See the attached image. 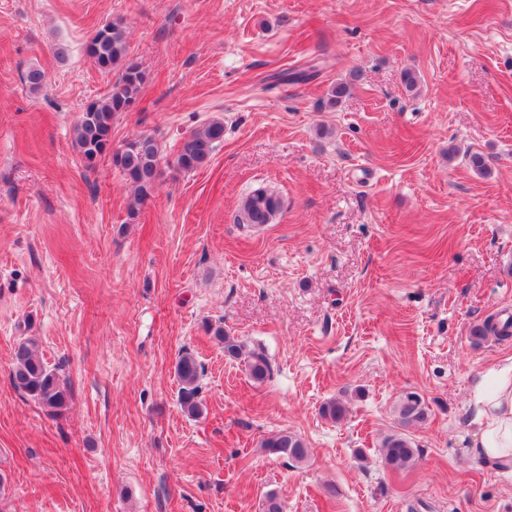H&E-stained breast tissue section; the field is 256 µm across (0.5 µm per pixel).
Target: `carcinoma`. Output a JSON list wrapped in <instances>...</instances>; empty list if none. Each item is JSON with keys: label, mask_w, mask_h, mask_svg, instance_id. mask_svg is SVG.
I'll return each instance as SVG.
<instances>
[{"label": "carcinoma", "mask_w": 512, "mask_h": 512, "mask_svg": "<svg viewBox=\"0 0 512 512\" xmlns=\"http://www.w3.org/2000/svg\"><path fill=\"white\" fill-rule=\"evenodd\" d=\"M91 64L101 72H117L112 89L103 98L92 101L82 112L74 128V144L85 168L93 169L103 159H109L112 167L121 173L133 188V199L128 205V217L133 220L152 196L158 180L163 175L160 145L151 134L138 135L122 145L112 147V125L122 113L129 112L140 97L147 75L141 65L129 54L125 27L120 21H112L99 27L86 46ZM224 138V123L215 120L184 139L179 147L174 168L185 173L194 172L206 164L214 149ZM282 209V200L274 192L258 188L242 201V223L261 226L272 223ZM222 343L224 354L230 358L243 356V346L237 338L224 331L222 326H208ZM477 340L490 335H512V318L497 320L488 318L472 330ZM245 357V356H243ZM250 377L262 382L270 373V364L264 354L252 351L245 357ZM203 373L201 364L189 351L183 352L175 365L179 385L178 399L183 410L190 416L201 412L199 383ZM10 379L14 388L37 400L53 415L66 410L70 393L67 383L57 369L51 368L38 351L37 341L28 336L14 347ZM394 413L404 428L421 424L428 419V410L416 392L403 393L395 403ZM263 448L275 456L295 464L307 461L309 448L294 433L281 431L263 442ZM386 464L395 471L413 467L418 449L414 448L404 433L388 436L383 442Z\"/></svg>", "instance_id": "1"}]
</instances>
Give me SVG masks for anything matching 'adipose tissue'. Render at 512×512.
I'll return each mask as SVG.
<instances>
[{"label":"adipose tissue","instance_id":"1","mask_svg":"<svg viewBox=\"0 0 512 512\" xmlns=\"http://www.w3.org/2000/svg\"><path fill=\"white\" fill-rule=\"evenodd\" d=\"M470 412L480 453L498 465L512 466V360L492 366L479 379Z\"/></svg>","mask_w":512,"mask_h":512}]
</instances>
